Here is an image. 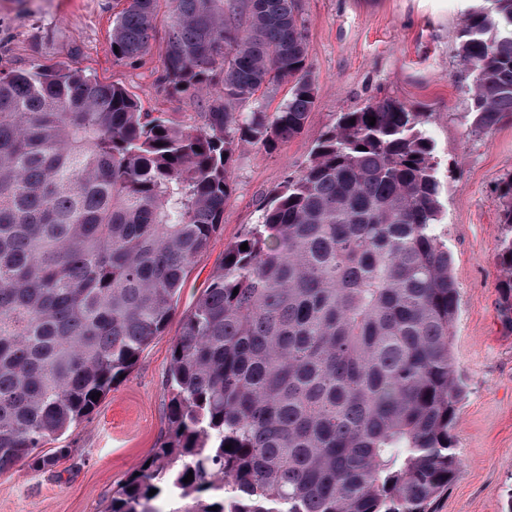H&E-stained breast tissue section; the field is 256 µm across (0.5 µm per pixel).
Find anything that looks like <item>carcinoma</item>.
Masks as SVG:
<instances>
[{"mask_svg": "<svg viewBox=\"0 0 512 512\" xmlns=\"http://www.w3.org/2000/svg\"><path fill=\"white\" fill-rule=\"evenodd\" d=\"M162 4L160 81L212 97L198 125L143 112L77 67L0 71V474L69 453L35 451L165 331L223 224L235 144L273 153L315 105L298 0H124L114 63L149 53ZM504 27L512 0L469 10L458 30L474 135L512 116ZM284 81L288 99L267 111L256 94ZM234 100L253 107L231 112ZM422 124L392 98L342 112L266 197L183 316L166 434L105 512H159L163 494L170 512H431L459 472L462 385ZM503 197L500 315L512 326V176Z\"/></svg>", "mask_w": 512, "mask_h": 512, "instance_id": "cac0c4a2", "label": "carcinoma"}]
</instances>
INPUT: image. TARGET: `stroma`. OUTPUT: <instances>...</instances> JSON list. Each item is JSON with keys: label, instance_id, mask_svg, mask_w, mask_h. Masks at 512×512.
Returning a JSON list of instances; mask_svg holds the SVG:
<instances>
[{"label": "stroma", "instance_id": "stroma-1", "mask_svg": "<svg viewBox=\"0 0 512 512\" xmlns=\"http://www.w3.org/2000/svg\"><path fill=\"white\" fill-rule=\"evenodd\" d=\"M476 5L489 8L493 0H299L316 97L304 132L272 154L236 147L222 230L189 273L166 330L62 437L70 453L53 470L23 462L0 474V512H104L113 490L166 432L171 346L225 247L259 222L266 195L308 164L315 139L339 113L386 97L425 115L445 210L437 232L459 288L452 349L465 385L454 430L461 465L433 512H507L512 328L499 312V240L503 183L512 176V121L486 135L467 133L472 77L459 63L456 35ZM120 8L119 0H0V69L79 66L124 85L143 111L195 124L206 99L171 93L158 81L164 30L140 62H113L109 34Z\"/></svg>", "mask_w": 512, "mask_h": 512}]
</instances>
